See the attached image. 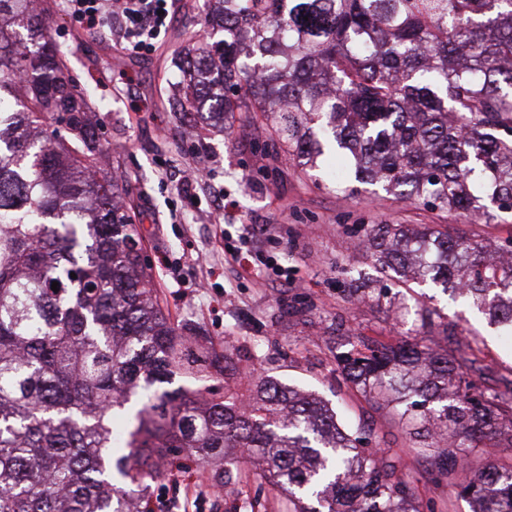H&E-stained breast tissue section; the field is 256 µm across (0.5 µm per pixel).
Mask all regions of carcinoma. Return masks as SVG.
Returning <instances> with one entry per match:
<instances>
[{"mask_svg": "<svg viewBox=\"0 0 512 512\" xmlns=\"http://www.w3.org/2000/svg\"><path fill=\"white\" fill-rule=\"evenodd\" d=\"M197 25L224 38L175 50L180 111L266 125L307 175L350 156L355 182L406 203L512 212V0H205ZM65 54L39 0H0V512H154L151 485L192 465L225 512H422L399 453L172 320ZM363 245L381 274L512 333V238L371 224ZM347 344L340 375L395 413L432 480L512 512V462L458 459L492 439L512 452V388L476 392L425 336Z\"/></svg>", "mask_w": 512, "mask_h": 512, "instance_id": "obj_1", "label": "carcinoma"}]
</instances>
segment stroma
<instances>
[{
    "instance_id": "1",
    "label": "stroma",
    "mask_w": 512,
    "mask_h": 512,
    "mask_svg": "<svg viewBox=\"0 0 512 512\" xmlns=\"http://www.w3.org/2000/svg\"><path fill=\"white\" fill-rule=\"evenodd\" d=\"M204 2L175 0L161 46L143 56L122 51L110 36L69 22L55 8L52 13L70 75L105 104L96 114L110 146L102 166L130 189L162 304L173 319L201 328L216 348L233 338L274 358L278 379L318 393L349 427L371 429L381 446L404 457L422 502L444 499L449 512H470L465 499L431 480L402 431L344 383L333 351L351 334L392 342L447 336L450 350L483 368L484 385L511 384L512 336L441 288L421 283L408 290L378 273L359 230L404 224L420 233L431 224H456L492 247L512 237V215L471 224L374 186L343 192L332 180L305 175L288 157L273 156L262 127L238 122L226 135L202 129L193 116L178 119L172 110L175 35L193 30ZM193 163L210 168L212 184L231 203L220 222L205 219L213 210L209 194L190 204L177 190ZM235 250L242 259L232 258ZM364 281L374 298H350V288ZM424 307L437 313L432 324L421 321ZM150 495L167 502L169 512H224L223 495L201 477L175 474L152 485Z\"/></svg>"
}]
</instances>
